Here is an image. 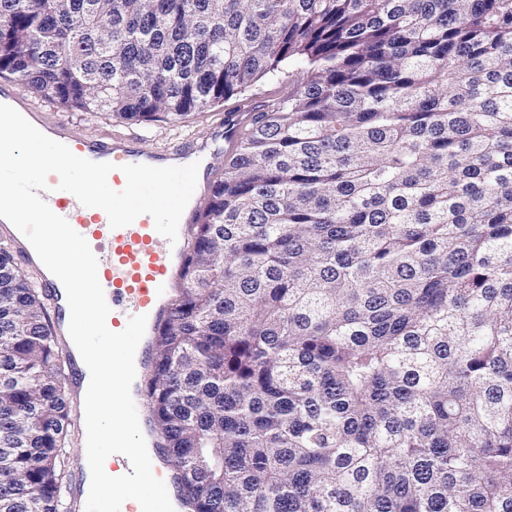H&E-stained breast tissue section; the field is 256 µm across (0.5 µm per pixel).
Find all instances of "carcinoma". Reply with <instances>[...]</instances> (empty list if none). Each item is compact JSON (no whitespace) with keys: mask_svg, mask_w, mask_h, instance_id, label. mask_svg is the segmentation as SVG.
<instances>
[{"mask_svg":"<svg viewBox=\"0 0 512 512\" xmlns=\"http://www.w3.org/2000/svg\"><path fill=\"white\" fill-rule=\"evenodd\" d=\"M144 399L189 512H512V0H0V75L188 121L283 64ZM67 358L0 247V512H70Z\"/></svg>","mask_w":512,"mask_h":512,"instance_id":"1","label":"carcinoma"}]
</instances>
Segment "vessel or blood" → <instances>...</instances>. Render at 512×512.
I'll return each mask as SVG.
<instances>
[{"label":"vessel or blood","mask_w":512,"mask_h":512,"mask_svg":"<svg viewBox=\"0 0 512 512\" xmlns=\"http://www.w3.org/2000/svg\"><path fill=\"white\" fill-rule=\"evenodd\" d=\"M0 103L24 113L37 129L45 130L53 140L67 145L74 154L94 162H109L116 169L108 176L114 190H122L126 179L121 171L125 164H146L155 167L185 166L197 162L208 147L189 141L149 153L141 150L136 139L121 136L83 137L62 122L48 121L46 115L30 102L13 96L9 86H0ZM49 191L42 198L57 215L68 220L75 231L89 243L98 259V279L111 309L107 325L118 332L125 328L129 317H147L146 333L135 354L137 377L134 391H141L142 378L151 370L152 338L158 327L172 314V300L182 284L188 255L187 233L198 223L195 203H188L178 229L176 242L160 235L150 216L138 217L131 225L113 229L106 213L99 208L83 206L77 198L58 187L57 175H49ZM0 237L8 239L19 258L37 269L41 284L50 297L56 318V331L61 341H68L65 329L70 319L67 298L62 284L46 268L40 267L39 257L29 241L10 223L0 219Z\"/></svg>","instance_id":"vessel-or-blood-1"}]
</instances>
